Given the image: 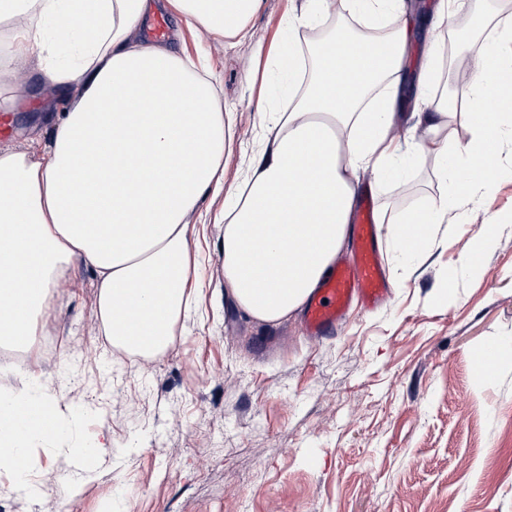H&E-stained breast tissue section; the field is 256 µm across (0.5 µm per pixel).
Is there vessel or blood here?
Listing matches in <instances>:
<instances>
[{
    "label": "vessel or blood",
    "mask_w": 512,
    "mask_h": 512,
    "mask_svg": "<svg viewBox=\"0 0 512 512\" xmlns=\"http://www.w3.org/2000/svg\"><path fill=\"white\" fill-rule=\"evenodd\" d=\"M376 227L370 203H363L354 229L352 257L337 264L322 279L306 308V327L310 335L323 337L336 331L353 304L366 308L386 299L385 276L374 250ZM499 356L497 346L487 345L473 356L474 366L482 379H489Z\"/></svg>",
    "instance_id": "b4317fda"
}]
</instances>
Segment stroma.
I'll use <instances>...</instances> for the list:
<instances>
[{"label":"stroma","mask_w":512,"mask_h":512,"mask_svg":"<svg viewBox=\"0 0 512 512\" xmlns=\"http://www.w3.org/2000/svg\"><path fill=\"white\" fill-rule=\"evenodd\" d=\"M291 0H263L246 39L214 37L165 14L167 46L199 61L234 115L224 157L233 186L258 151L269 114L259 112L266 56L288 27ZM443 31L438 84L459 89L461 64L480 52L483 30L512 27V0H457ZM17 22L0 20V147L47 159L54 113L16 66ZM496 188L436 225L414 258L377 225L376 253L391 289L371 310L350 312L335 338L307 336L302 314L277 323L247 318L224 283V193L207 194L189 240L200 284L173 343L131 352L105 336L98 274L73 257L56 273L36 335L52 330L56 354L0 344V393L34 385L57 401L63 431L32 444L36 491L19 495L0 473V512H512V358L478 383L473 352L512 343V153ZM451 181L432 156L407 180L361 174L359 195L405 212L445 198ZM493 244L479 266L465 254ZM96 454L78 464L73 449Z\"/></svg>","instance_id":"35a3bbf8"}]
</instances>
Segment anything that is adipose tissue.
I'll return each mask as SVG.
<instances>
[{"instance_id":"obj_1","label":"adipose tissue","mask_w":512,"mask_h":512,"mask_svg":"<svg viewBox=\"0 0 512 512\" xmlns=\"http://www.w3.org/2000/svg\"><path fill=\"white\" fill-rule=\"evenodd\" d=\"M374 38L346 32L307 52L299 36L326 0H305L275 51L288 94L272 112L262 148L229 194L224 212V279L250 318L279 321L300 309L343 249L357 205L361 171L400 180L434 154L438 172L458 186L450 202L404 217L378 213L391 243L412 257L431 240L448 209L476 203L500 176L512 146V30L484 39L459 98L438 88L436 45L425 50L411 114L417 148L400 152L393 133L403 107L411 15L405 0H344ZM262 0H0L1 19H20L19 59L36 57L40 82L64 102L47 161L0 148V342L28 348L33 321L49 303L53 273L80 255L99 275L105 334L149 354L173 341L174 324L197 281L189 218L221 187L230 113L193 63L144 40L142 27L166 9L203 32L244 35ZM91 31L74 44L72 65H52L46 21ZM470 132L449 131L451 118ZM62 431L53 400L0 395V468L14 493L33 491L28 440Z\"/></svg>"}]
</instances>
